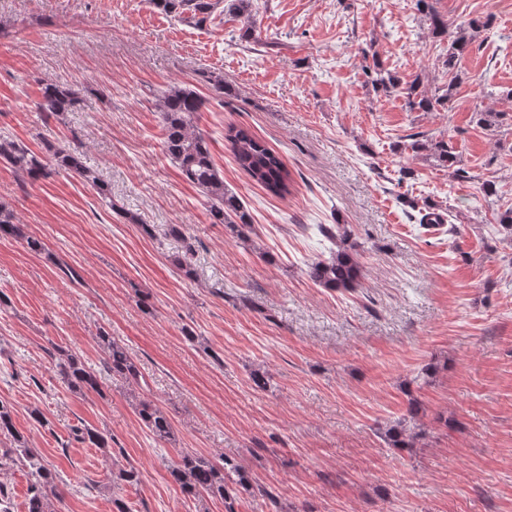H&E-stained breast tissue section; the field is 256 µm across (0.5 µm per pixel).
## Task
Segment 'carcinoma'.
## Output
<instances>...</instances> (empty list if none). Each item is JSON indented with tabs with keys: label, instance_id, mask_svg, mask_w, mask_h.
<instances>
[{
	"label": "carcinoma",
	"instance_id": "carcinoma-1",
	"mask_svg": "<svg viewBox=\"0 0 512 512\" xmlns=\"http://www.w3.org/2000/svg\"><path fill=\"white\" fill-rule=\"evenodd\" d=\"M157 10L188 19L197 24L204 23L218 6L245 20L242 37L253 35L254 22L250 0H150ZM418 9L429 22L432 35L448 37V50L444 65L453 74L448 89L442 95L429 93L419 79L409 83L385 72L375 65L371 83L385 93L401 90L411 110L434 112L446 106L452 97L454 80L459 75L454 70L464 55L470 52L473 34L488 27L493 16L473 18L450 30V24L430 4V0H417ZM79 93L69 84L41 81V100L36 109L40 117L49 120L64 112H72L79 104ZM203 98L193 89L173 84L164 90L155 101L164 130V150L167 157L177 166L183 177L196 186L210 201V219L222 224L232 237L248 243L254 233V224L249 211L238 197L224 186V176L216 167L208 141L194 128L193 116L202 110ZM224 139L238 166L257 184L274 196L289 193L290 174L279 155L248 129L237 126L227 128ZM417 150H428L438 166L453 169L456 155L453 145L444 140L430 141V145L414 143ZM8 164L15 172L30 181L45 180L61 171L67 172L93 187L102 201L114 207L112 194L107 183L97 172L87 166L82 154L66 146L50 141L44 143V151L36 153L31 149L7 138H0V163ZM319 232L330 239L333 248L328 256H322L307 267L308 278L318 287L327 290L350 293L360 287L363 265L358 244L350 242L351 232L346 226L319 225ZM0 236H11L23 241L34 251L44 247L40 240L30 236L26 226L16 221L12 210L0 204ZM96 341L104 354L106 373L114 380L127 383L138 381L140 370L125 345L101 327ZM59 373L68 388L76 393L103 392L104 381L101 372L88 365L83 358L70 351L57 348ZM142 425L158 441H170L174 437L173 427L165 413L153 402L141 400L136 406ZM415 402H409L408 417L379 429V434L390 448H415L426 436L422 425L417 423ZM0 437L13 442V447L0 452V470L21 465L28 470L30 484L27 498V512H56L53 500L59 498L57 473L45 462L39 452L28 446V442L15 428L10 406L0 402ZM75 437L94 448H100L107 455L112 454V435L94 428H78ZM170 475L188 498H209L224 504V512H237L239 493L267 490L255 483L243 466L229 458L216 462L206 456L185 452L170 468ZM140 472L134 468H120L110 473L108 485L121 483L136 484Z\"/></svg>",
	"mask_w": 512,
	"mask_h": 512
}]
</instances>
